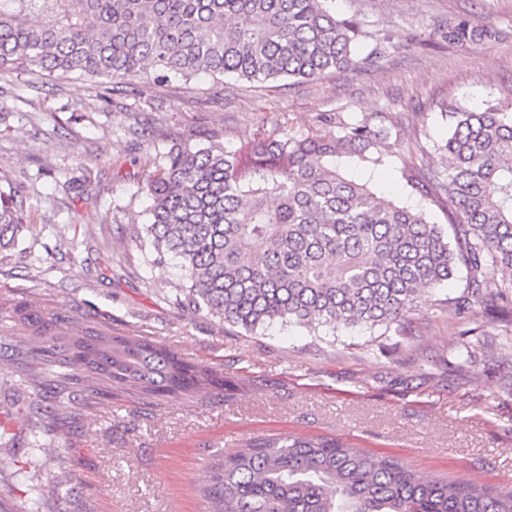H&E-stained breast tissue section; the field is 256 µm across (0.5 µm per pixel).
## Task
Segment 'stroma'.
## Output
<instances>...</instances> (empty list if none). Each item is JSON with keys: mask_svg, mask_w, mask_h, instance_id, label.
Here are the masks:
<instances>
[{"mask_svg": "<svg viewBox=\"0 0 512 512\" xmlns=\"http://www.w3.org/2000/svg\"><path fill=\"white\" fill-rule=\"evenodd\" d=\"M360 33L347 71L263 83L203 76L144 78L99 101L83 80L0 77V179L29 226L0 251V512H20L14 472L33 437L47 449L34 479L45 512H204L200 486L216 455L257 438L327 436L393 455L451 480L512 488V326L477 307L457 313L460 281L409 323L383 328L272 325L249 334L176 299L179 264L151 267L135 241L146 179L173 143L219 134L234 150L258 131L307 132L323 116L401 127L374 189L445 222L405 189L404 176L439 166V105L512 106V0H331ZM464 18L490 34L447 40ZM28 302L50 315L143 336L224 372L223 390L158 400L45 375L28 385L29 345L13 317ZM62 406L53 418L31 401ZM62 480L61 489L51 483Z\"/></svg>", "mask_w": 512, "mask_h": 512, "instance_id": "35a3bbf8", "label": "stroma"}]
</instances>
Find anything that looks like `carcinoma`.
Segmentation results:
<instances>
[{
    "label": "carcinoma",
    "instance_id": "cac0c4a2",
    "mask_svg": "<svg viewBox=\"0 0 512 512\" xmlns=\"http://www.w3.org/2000/svg\"><path fill=\"white\" fill-rule=\"evenodd\" d=\"M329 0H0V75L84 77L107 87L150 73L185 85L204 74L247 81L320 79L352 64L357 24ZM470 19L448 41L478 44ZM441 165L407 179L447 211L440 224L355 175L385 163L394 126L325 120L311 133L257 132L228 151L174 143L147 180L140 246L162 269L175 259L181 302L255 332L279 323L406 332L409 316L450 279L455 306L512 304V112L441 104ZM26 225L13 189L0 187V249ZM14 314L31 345L27 380L55 367L93 393L104 385L157 399L224 389V372L165 346L106 330L55 332L32 304ZM23 512H43L45 486L28 471ZM207 512H512V490L446 480L336 438L255 440L221 455L204 480Z\"/></svg>",
    "mask_w": 512,
    "mask_h": 512
}]
</instances>
